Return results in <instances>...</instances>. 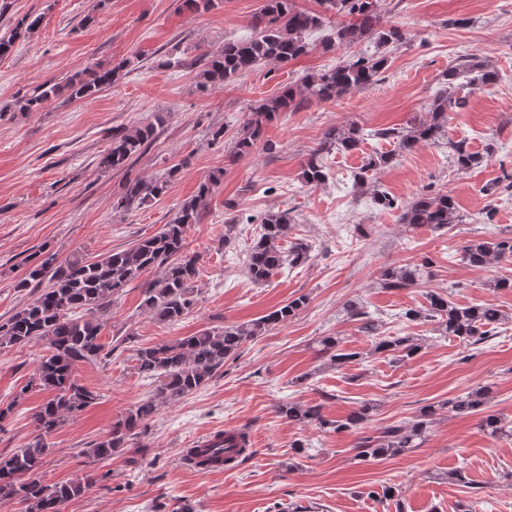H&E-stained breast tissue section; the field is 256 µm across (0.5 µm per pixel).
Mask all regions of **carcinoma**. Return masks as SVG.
<instances>
[{
    "mask_svg": "<svg viewBox=\"0 0 512 512\" xmlns=\"http://www.w3.org/2000/svg\"><path fill=\"white\" fill-rule=\"evenodd\" d=\"M379 0H321L325 11L334 13L336 42L354 44L364 38L375 40L377 48L401 44L406 33L395 25H380ZM41 23V17L24 18L17 23L7 38H0V57L8 55L17 39L26 36ZM323 23L318 13L297 9L294 0H266L256 21L255 33L245 40L224 41L218 53L203 63L200 84L204 87L222 86L267 63L286 65L310 50L306 34ZM387 63L386 55L361 54L347 63L307 76L300 88L292 87L280 94L262 100L254 106L249 117L230 140L231 153L243 157L252 152L261 141L265 126L273 117L288 109L301 108L311 99L328 101L355 89L379 81ZM115 71L93 72L90 78L74 77L65 84L45 82L28 97L17 101L22 112H33L52 98L67 94L71 100H80L96 94L114 81ZM497 73L481 62L462 57L448 68L444 86L432 100L429 112L408 128L388 127L373 131V136L396 142L402 150L424 143L445 145L452 152L458 169L468 171L483 162V156L466 149L465 142H451L446 134L448 113L461 108L465 101L455 97L454 88L460 81L492 84ZM156 122H149L131 130L115 129L107 151L99 164L105 169L118 170L129 165L155 140ZM361 136L357 126L330 128L318 147L310 153L303 165L306 184L316 187L327 180L323 155L333 150L354 149ZM394 158L392 153H378L367 158L359 172L365 179L369 171L384 167ZM218 179L210 178L200 184L197 194L185 201L175 217L148 237L138 239L127 247L95 260L74 253L62 261L51 254L40 263L26 269L16 288L33 287L36 295L6 321L0 322V347L43 342L47 353L39 358L34 372L36 385L52 393L35 412V430L28 442L4 456H0V499L17 500L25 505V512H64L65 505L82 494L86 484L76 480L45 484L30 477L50 449L48 438L67 419L78 416L96 396L75 379V370L83 363H94L112 355V350L101 342L102 324L99 315L125 293L126 288L139 283L141 307L158 322L175 323L187 315L193 305V283L198 275L197 257L184 252L187 228L199 222L207 198ZM166 188V181H129L115 207L127 210L131 206H146L158 198ZM401 221L411 227H428L435 231L460 222L454 199L446 194H424L403 207ZM293 218L288 211L271 212L261 220V234L246 256L249 277L264 283L283 266H297L308 259L303 243L282 247L288 238ZM462 258L474 269H483L498 261L512 260V236L478 238L462 249ZM432 261L424 259L410 268L388 269L381 274V286L390 290L412 288L428 272ZM150 270L159 277L143 281ZM302 296L273 311L237 326L206 328L173 342L153 346H139L134 360L139 373L155 383L153 394L131 409L112 425L104 437L88 443L83 455L89 462L129 454L127 463H137V455L145 445L141 436L157 405L170 403L196 391L223 371L225 361L234 356L249 340L264 335L273 327L284 324L297 315L305 305ZM347 315L359 322V331L375 339L374 351L389 353L396 361L412 358L420 345L411 336H382V320L364 307L349 303ZM404 316L410 321L436 323L443 336H452L469 345L483 343L494 335V329L506 316L493 305L461 307L448 300L445 293L431 291L428 304L411 308ZM320 352L330 355L336 364L347 363L359 356L346 351L333 337L319 340ZM487 392L483 388L449 401L451 410L458 414H482L480 426L492 437H512V427L502 425L494 414L485 413ZM374 406L360 405L342 420H330L318 405L303 408L283 404L277 413L290 422L313 423L325 433H339L358 427L372 414ZM434 406L429 405L411 422L381 426L371 433H363L354 444V458L368 462L395 457L418 448L424 441ZM247 435L234 430L218 431L207 437L203 449H195L198 464L219 462L226 468L238 466L250 454L246 450Z\"/></svg>",
    "mask_w": 512,
    "mask_h": 512,
    "instance_id": "cac0c4a2",
    "label": "carcinoma"
}]
</instances>
